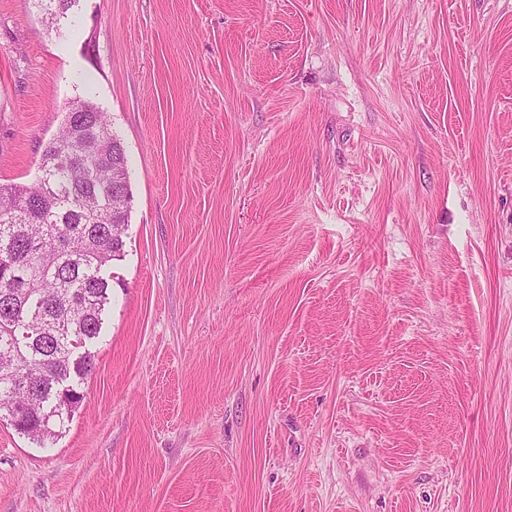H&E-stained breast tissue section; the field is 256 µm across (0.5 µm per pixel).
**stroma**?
I'll return each mask as SVG.
<instances>
[{
  "mask_svg": "<svg viewBox=\"0 0 512 512\" xmlns=\"http://www.w3.org/2000/svg\"><path fill=\"white\" fill-rule=\"evenodd\" d=\"M75 98L130 224L0 512H512V0H0L1 183ZM46 2L45 22L48 27L58 28L63 19H68V12L79 0H41Z\"/></svg>",
  "mask_w": 512,
  "mask_h": 512,
  "instance_id": "1",
  "label": "stroma"
}]
</instances>
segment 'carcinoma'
I'll list each match as a JSON object with an SVG mask.
<instances>
[{
    "label": "carcinoma",
    "instance_id": "obj_1",
    "mask_svg": "<svg viewBox=\"0 0 512 512\" xmlns=\"http://www.w3.org/2000/svg\"><path fill=\"white\" fill-rule=\"evenodd\" d=\"M59 27L78 0H44ZM36 184H0V422L40 448L54 442L96 367L91 347L111 304L131 194L124 144L94 102L74 100Z\"/></svg>",
    "mask_w": 512,
    "mask_h": 512
}]
</instances>
